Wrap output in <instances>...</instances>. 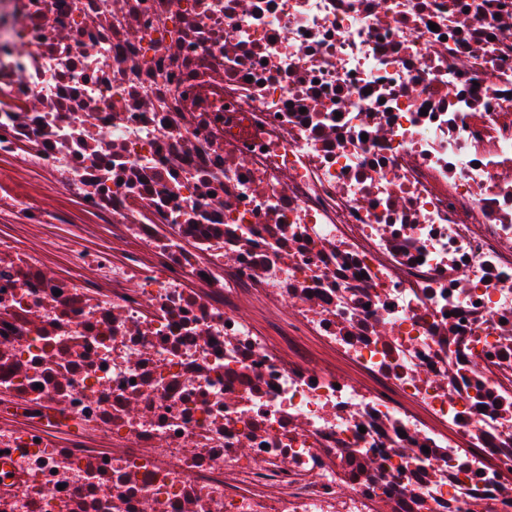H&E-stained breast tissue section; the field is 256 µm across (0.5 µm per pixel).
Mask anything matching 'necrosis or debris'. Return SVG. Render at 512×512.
Listing matches in <instances>:
<instances>
[{"mask_svg":"<svg viewBox=\"0 0 512 512\" xmlns=\"http://www.w3.org/2000/svg\"><path fill=\"white\" fill-rule=\"evenodd\" d=\"M24 172L0 512H512V0H0ZM24 179L27 183H29L32 187L37 188L42 191L44 196L45 203L52 207L57 209H62L68 212L73 213L77 220L81 221L82 223H75V224H86L83 221H87L88 219L82 216L78 211V206L76 202L71 199L64 190L60 188H46L42 185L39 177L35 175L34 173H25ZM0 229L8 233L22 247L46 248V256L51 265L64 268L67 265L66 256L60 251L48 248V242L70 236L72 227L68 224H50L43 226L40 230H33L24 224H2Z\"/></svg>","mask_w":512,"mask_h":512,"instance_id":"4bbe7bcc","label":"necrosis or debris"}]
</instances>
